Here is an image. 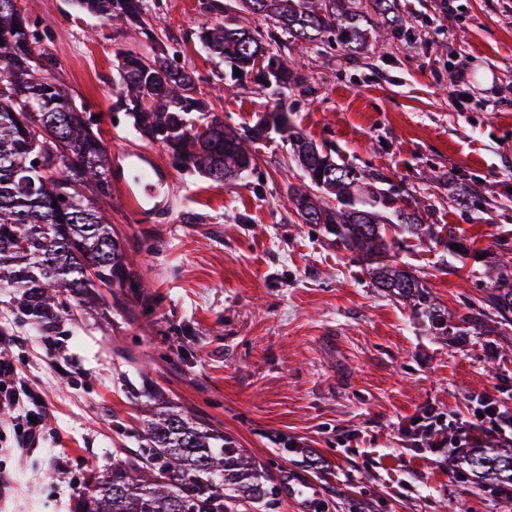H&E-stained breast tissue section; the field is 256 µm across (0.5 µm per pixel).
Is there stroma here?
<instances>
[{"instance_id": "obj_1", "label": "stroma", "mask_w": 512, "mask_h": 512, "mask_svg": "<svg viewBox=\"0 0 512 512\" xmlns=\"http://www.w3.org/2000/svg\"><path fill=\"white\" fill-rule=\"evenodd\" d=\"M158 35L181 63L216 71L195 33L207 0H146ZM412 41L373 51L326 40L298 57L302 83L282 98L253 79L211 99L224 122L254 126L276 104L336 161L382 172L430 206L476 251L454 258L406 240L399 253L448 326L438 335L400 299L374 288L364 265L288 203L300 171L277 133L258 144L257 169L221 185L180 174L163 151L167 204L137 221L120 196L112 225L146 284L149 308L60 318L56 347L0 293V328L18 384L38 389L48 422L36 448L0 427V470L14 490L0 512H70L90 472L135 457L146 393L194 411L264 464L274 506L247 512H512V487L458 479L439 437L400 430L424 409L468 416L490 394L512 406V324L475 315L488 269L512 262V0H398ZM46 27L54 76L102 117L112 179L144 148L112 112V68L142 37L104 27L70 0H21ZM464 84L455 87L456 72ZM465 182L471 207L451 201Z\"/></svg>"}]
</instances>
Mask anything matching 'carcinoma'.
I'll list each match as a JSON object with an SVG mask.
<instances>
[{
  "instance_id": "1",
  "label": "carcinoma",
  "mask_w": 512,
  "mask_h": 512,
  "mask_svg": "<svg viewBox=\"0 0 512 512\" xmlns=\"http://www.w3.org/2000/svg\"><path fill=\"white\" fill-rule=\"evenodd\" d=\"M77 12L119 30L145 36L139 47L117 54L112 111L122 112L142 140L162 148L188 175L226 184L256 169L247 138L274 129L291 141L302 171L288 188V202L305 224L334 236L358 253L375 287L409 299L435 325L440 314L424 284L392 260L398 235L441 243L450 253L468 250L454 231L424 223L418 207L398 206L395 190L378 173L361 190L363 175L323 152L288 125L275 108L251 134L208 110L210 79L180 66L175 52L148 22L143 0H72ZM396 0H235L227 21L205 22L199 43L229 70L257 72L271 94L302 81L286 54L269 49L239 25L240 13L269 22V39L304 51L328 35L348 48L359 43L372 15L384 21L385 41H409L395 15ZM52 58L42 45L39 22L20 0H0V290L40 330L90 301L123 308L145 284L125 242L114 232L102 204L112 199V179L99 123L74 101L68 87L42 70ZM44 164H36L37 158ZM490 307L504 320L512 314V274L496 273ZM146 445L132 461L91 473L71 512H238L273 503L268 474L233 437L191 411L162 405L145 420ZM459 474L483 487L512 485V445L488 440L469 449Z\"/></svg>"
}]
</instances>
